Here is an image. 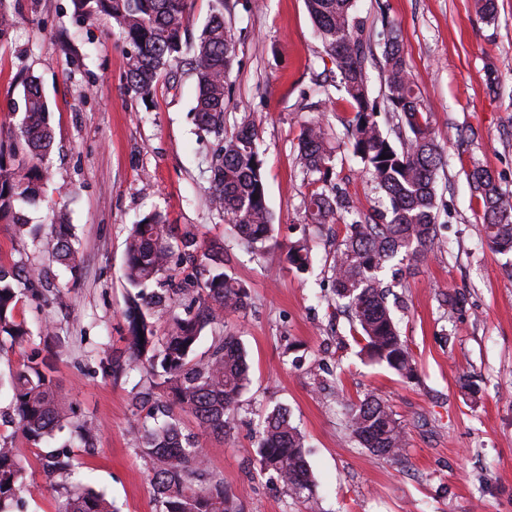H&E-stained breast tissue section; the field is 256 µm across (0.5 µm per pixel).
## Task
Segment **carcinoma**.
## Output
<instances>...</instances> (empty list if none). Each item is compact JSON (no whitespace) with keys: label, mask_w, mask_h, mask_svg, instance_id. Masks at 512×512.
<instances>
[{"label":"carcinoma","mask_w":512,"mask_h":512,"mask_svg":"<svg viewBox=\"0 0 512 512\" xmlns=\"http://www.w3.org/2000/svg\"><path fill=\"white\" fill-rule=\"evenodd\" d=\"M0 0V42L14 27V14ZM213 12L199 38L188 39L187 0H71L74 14L92 21L110 16L126 45L127 91L150 97L168 69L190 53L196 84L193 108L198 129L224 131L229 107L225 86L235 57L236 40L224 11L226 0H214ZM354 0H306L326 54L336 67L338 87L354 111L348 123L354 156L388 201L375 216L361 215L349 200L332 189L310 194L306 209L315 224L335 223L347 214L345 236L336 245L332 279L338 300L344 302L365 340L369 360L410 380L416 374L411 351L400 335L388 303L397 278L386 283L380 274L390 263H418L439 247L435 189L437 172L446 159L435 138L428 113L422 111L418 87L410 76L398 35L387 29L384 47L387 100L397 113L401 148L384 135L376 120L377 104L370 98L365 73L363 25L353 15ZM23 121L16 133L15 151L30 158L24 166L10 167L0 160V221L20 234L31 233L26 217L16 210L19 201L33 203L50 178L44 159L54 143L47 101L34 80L21 79ZM336 159V143L318 121H307L298 136V163L306 175L327 179ZM469 181L482 201L483 232L497 253H512V195L480 168ZM209 208L228 223L230 232L251 254L258 255L272 240L274 224L266 198L263 161L256 145L254 123L242 122L218 144L212 167ZM50 256L77 277L83 257L72 242V227L57 216L50 225ZM313 246L302 237L291 243L288 263L306 269ZM198 264L207 277L191 288L172 283L173 266ZM125 279L133 292L125 311L128 358L125 365L147 376L148 386L136 393L135 409L141 420L134 441L152 464L153 484L163 512H238L224 482L198 484L207 468L199 433L186 430L181 414L195 419L200 433L224 437L234 428L239 398L246 389L249 367L246 351L233 336L219 333L224 314L247 306L245 286L224 271V248H206L189 228L166 223L152 211L130 229L125 248ZM41 281L32 266L0 267V347L21 344L32 333L17 320L18 293L14 283L31 287ZM165 320L157 335L155 320ZM214 331L208 352L197 345L205 329ZM14 423L31 441L39 442L56 430L72 425L73 408L60 391L52 367L38 349L12 378ZM351 437L377 456L398 461L405 449V430L391 408L368 394L352 401L338 394ZM306 444L285 406H276L258 423L256 456L259 467L276 474L290 495L311 500L315 484L306 460ZM24 470L16 449L0 443V512H8L23 483ZM57 512H112L103 495L78 486L58 502Z\"/></svg>","instance_id":"1"}]
</instances>
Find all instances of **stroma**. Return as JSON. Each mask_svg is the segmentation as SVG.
I'll list each match as a JSON object with an SVG mask.
<instances>
[{"mask_svg": "<svg viewBox=\"0 0 512 512\" xmlns=\"http://www.w3.org/2000/svg\"><path fill=\"white\" fill-rule=\"evenodd\" d=\"M16 25L0 44V146L9 147L23 113L16 77L34 75L48 102L55 144L51 172L32 223L49 225L64 212L83 256L79 279L52 261L45 240L16 234L0 222V265L40 267L45 279L19 285L16 316L35 338L0 351V439L24 467L11 512H56L67 486L47 459L65 449L72 483L105 494L117 512H162L150 463L131 438L133 397L143 374L113 367L126 348L127 290L123 265L131 224L158 211L224 249L225 271L248 291L245 311L224 318L250 364L235 428L225 439L202 437L207 472L224 483L241 512H310L269 473L260 472L255 435L262 416L288 407L306 437L307 463L322 512H512V253L492 252L482 232V202L467 174L487 169L512 193V0H497L494 20L475 0H356L371 52V98L384 102L385 22L399 33L406 61L447 158L436 179L440 250L403 269L394 314L416 361L411 383L370 362L331 287L343 222L311 224L303 200L321 182L297 164L303 122L320 121L344 137L354 112L343 93L321 99L332 83L326 56L304 0H235L230 23L235 59L226 92L224 130L254 122L276 224V246L255 257L208 207L218 140L200 137L191 109L193 78L163 80L149 101L126 90V48L112 18L76 17L71 0H11ZM336 182L364 214L383 207V194L347 145L336 151ZM312 262L285 260L301 237ZM466 298L463 316H449L443 293ZM53 328L40 338L41 325ZM50 357L58 387L73 402V421L90 427L92 447L69 431L39 443L8 418L11 380L31 347ZM385 400L405 425L402 462L372 455L348 435L336 394Z\"/></svg>", "mask_w": 512, "mask_h": 512, "instance_id": "stroma-1", "label": "stroma"}]
</instances>
